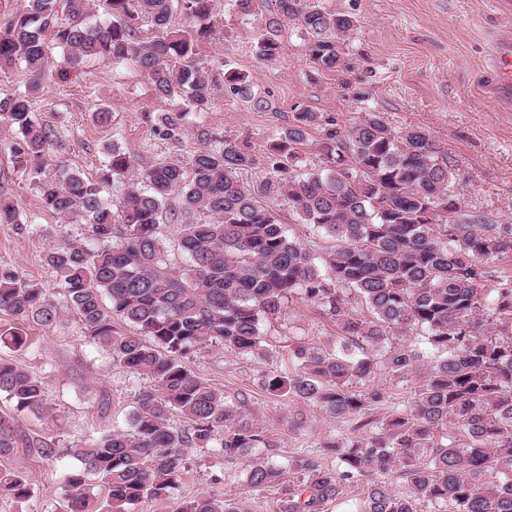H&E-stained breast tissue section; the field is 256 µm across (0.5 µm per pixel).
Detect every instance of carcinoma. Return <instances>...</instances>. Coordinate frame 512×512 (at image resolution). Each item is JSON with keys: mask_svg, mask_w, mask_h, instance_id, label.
Returning <instances> with one entry per match:
<instances>
[{"mask_svg": "<svg viewBox=\"0 0 512 512\" xmlns=\"http://www.w3.org/2000/svg\"><path fill=\"white\" fill-rule=\"evenodd\" d=\"M93 2L28 0L27 10L0 30V72L21 63L30 74L26 95L0 88V127L17 135L9 149L22 162L43 159L57 138L32 110L50 42L67 68L131 59L158 96L180 99L190 112L210 107V73L198 66L197 48L214 33V0H106L112 21L89 25ZM176 3L187 28L170 27ZM276 7L278 17L258 42L259 59H277L278 26L286 19L299 21L311 38L313 62L326 70L340 65L351 17L302 0H277ZM146 19L157 30L148 41L138 27ZM224 81L245 102L266 104L252 95L245 75L229 69ZM316 124L326 125L317 168L295 175L298 146ZM198 136L190 179L177 162L134 174L130 152L113 143L99 176L63 168L37 184L44 210L79 218L90 229L92 243L68 241L47 254L62 278L66 307L85 337L133 376L150 380L136 394L128 428L76 449L80 465L65 475L67 512H88L92 476L107 489L102 512H135L146 499L172 498L192 446L211 448L226 461L264 449L266 459L250 465L248 484L282 487L283 512H326L345 484L358 481L369 484L363 512H418L420 504L512 512V276L485 288L490 262L512 251V225L462 220L461 199L448 192L452 168L429 134L397 133L377 112L346 133L317 112L296 113L268 143L266 159L278 178L253 187L239 178L256 164L248 142L204 128ZM114 180L127 185L115 204L103 197V186ZM279 197L302 223L334 241L326 271L263 203ZM173 198L191 216L179 240L187 269L171 265L160 239V219ZM24 223L17 203L0 196V224ZM295 295L336 319L341 343L295 346L298 371L263 373L270 394L302 400L345 423L383 402L384 392L373 385L381 365L401 377L423 362L428 367L411 402L370 434H329L319 452L293 456L284 468L271 461L275 443L244 417V406L227 401L182 358L218 341L266 363L261 322ZM354 300L365 313L354 310ZM0 311L48 325L57 306L18 271L0 267ZM117 319L135 332L118 329ZM413 335L424 339L425 352L407 342ZM360 384L366 388L353 390ZM0 393L19 412L43 409L41 378L6 359H0ZM174 412L189 428L171 424ZM450 423L466 440L437 443V432ZM17 447L10 417L0 415V458ZM328 455L338 468L322 464ZM395 471L407 484L404 492L385 481ZM30 493L25 476L0 471V497L19 501ZM176 512L238 508L201 495Z\"/></svg>", "mask_w": 512, "mask_h": 512, "instance_id": "obj_1", "label": "carcinoma"}]
</instances>
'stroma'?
I'll return each instance as SVG.
<instances>
[{
    "instance_id": "35a3bbf8",
    "label": "stroma",
    "mask_w": 512,
    "mask_h": 512,
    "mask_svg": "<svg viewBox=\"0 0 512 512\" xmlns=\"http://www.w3.org/2000/svg\"><path fill=\"white\" fill-rule=\"evenodd\" d=\"M324 11L351 16L356 27L343 44L340 68L328 71L310 56L306 31L282 21L280 54L261 61L256 44L276 15L275 0H256L253 14H237L232 0H217L216 31L198 47L205 70L229 67L245 74L256 96L268 106L258 109L230 93L224 82L211 90L207 111L191 113L174 136L160 128L162 115L184 107L182 101L158 97L148 78L132 62L90 61L61 76L60 48L49 51L43 90L33 110L50 126L57 141L41 172L22 166L7 145L13 134L0 130V194L18 202L24 226L0 224V267L16 268L44 288L59 304L55 321L42 325L0 312V333L22 330L21 348L0 345V358L39 375L44 405L39 414L16 412L0 394V414L13 416L24 442L0 468L24 475L31 484L28 499L0 498V512H65V473L76 466L75 451L89 439L126 425L136 394L146 383L115 364L101 347L85 337L77 318L62 304L59 275L47 262L49 250L65 241H85L89 227L62 222L42 209L35 181L54 176L59 166L92 176L106 159L105 148L118 143L138 163L177 161L189 164L199 147L197 132L248 140L255 154L291 125L297 112L308 110L350 130L368 112L380 113L397 132L425 130L440 157L453 167L449 184L465 205L497 224L512 225V94L495 82L493 59L501 40L512 38V0H314ZM111 114L99 122V110ZM268 352L265 365L246 361L213 343L185 358L198 378L232 401H244L247 418L267 431L284 456L317 448L331 432L352 430V423L332 420L319 407L271 395L261 387L263 367L294 371L293 343L335 344L341 331L320 306L292 299L278 317L261 325ZM419 382L380 370L375 379L385 400L369 411L382 420L410 402ZM55 443L58 455L39 457L30 441ZM257 456L249 450L224 461L211 449L186 452L187 473L172 499L143 502L139 512H174L183 501L200 495L233 500L240 512H281V491L255 490L247 470Z\"/></svg>"
}]
</instances>
